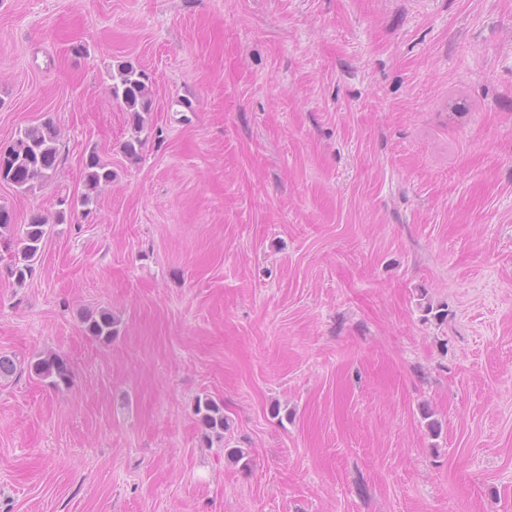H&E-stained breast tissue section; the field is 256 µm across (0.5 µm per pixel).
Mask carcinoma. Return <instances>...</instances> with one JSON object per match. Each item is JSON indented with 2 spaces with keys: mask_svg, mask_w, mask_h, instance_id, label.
<instances>
[{
  "mask_svg": "<svg viewBox=\"0 0 512 512\" xmlns=\"http://www.w3.org/2000/svg\"><path fill=\"white\" fill-rule=\"evenodd\" d=\"M108 92L112 101L126 112L132 129L131 136L122 144V150L131 158L137 157L144 145L141 133L149 122L152 110L149 75L130 63H121L110 74ZM62 163L61 134L54 123L48 120L26 126L15 132L7 148H0V182H6L18 192L26 194L34 191L38 185L54 181ZM83 175L84 192L74 197L67 195L60 198L62 208L50 218L39 213L33 215L17 238L13 236L11 214L0 206V243L14 247L10 263L5 266L6 275L17 285H25L32 277L51 225L63 224L79 211L84 215L90 214L101 191L112 184V168L95 147L85 153ZM419 308L422 320L426 322L433 320L442 323L448 318V310L429 301L419 303ZM83 325L87 335L102 343L112 342V338L119 333V320L105 310L85 315ZM27 369L54 388L67 387L72 382L69 363L57 354L39 357L28 363ZM194 415L205 438L224 437V431L228 428L224 402L207 396L199 398L195 403ZM420 415L428 434L439 436L442 423L436 418L435 412L424 405Z\"/></svg>",
  "mask_w": 512,
  "mask_h": 512,
  "instance_id": "cac0c4a2",
  "label": "carcinoma"
}]
</instances>
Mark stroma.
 Masks as SVG:
<instances>
[{
    "label": "stroma",
    "instance_id": "stroma-1",
    "mask_svg": "<svg viewBox=\"0 0 512 512\" xmlns=\"http://www.w3.org/2000/svg\"><path fill=\"white\" fill-rule=\"evenodd\" d=\"M46 120L66 161L0 183L16 227L87 148L113 178L0 278V353L73 372L0 379V512H512V0H0V147ZM108 92L112 101L128 116L131 136L122 144L123 152L138 157L144 145L140 134L149 122L152 110V84L149 75L130 63H121L110 74ZM119 324V320L105 310L89 313L83 318L86 334L102 343L112 342V338L119 333ZM27 369L54 388L67 387L72 382V369L69 363L57 354H48L30 361ZM194 414L206 439L210 436L223 438L224 431L229 424L224 416V403L211 397L198 398L194 407Z\"/></svg>",
    "mask_w": 512,
    "mask_h": 512
}]
</instances>
